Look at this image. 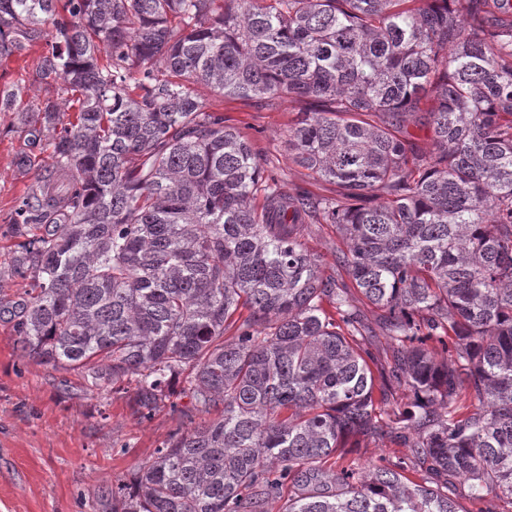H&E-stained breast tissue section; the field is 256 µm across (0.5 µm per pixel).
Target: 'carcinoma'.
<instances>
[{
  "label": "carcinoma",
  "mask_w": 512,
  "mask_h": 512,
  "mask_svg": "<svg viewBox=\"0 0 512 512\" xmlns=\"http://www.w3.org/2000/svg\"><path fill=\"white\" fill-rule=\"evenodd\" d=\"M42 40L64 98H0L47 154L16 160L30 288L0 314L22 356L134 384L142 421L179 379L218 413L95 512H512V0H0V61ZM199 82L304 104L292 161L339 194L284 190ZM312 232L305 236L306 247L312 253L322 257L326 264V270L332 272L336 270V248L342 246L336 232L329 224H315Z\"/></svg>",
  "instance_id": "1"
}]
</instances>
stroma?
Returning <instances> with one entry per match:
<instances>
[{
    "label": "stroma",
    "mask_w": 512,
    "mask_h": 512,
    "mask_svg": "<svg viewBox=\"0 0 512 512\" xmlns=\"http://www.w3.org/2000/svg\"><path fill=\"white\" fill-rule=\"evenodd\" d=\"M41 47L0 64V86L22 85L44 95L35 79ZM196 92L223 112L225 125L249 141L260 162L277 172L285 190L297 187L335 196L336 185L294 165L288 128L301 103L277 99L259 107L244 100L219 99L203 84ZM13 113L0 112V291L22 292L25 280L12 275L10 261L18 230L15 210L26 196L30 177L15 166L30 152ZM190 406L175 397L146 421L134 414L128 394L89 391L82 375L23 358L9 317L0 318V512H91L97 496L130 482L178 426Z\"/></svg>",
    "instance_id": "35a3bbf8"
}]
</instances>
